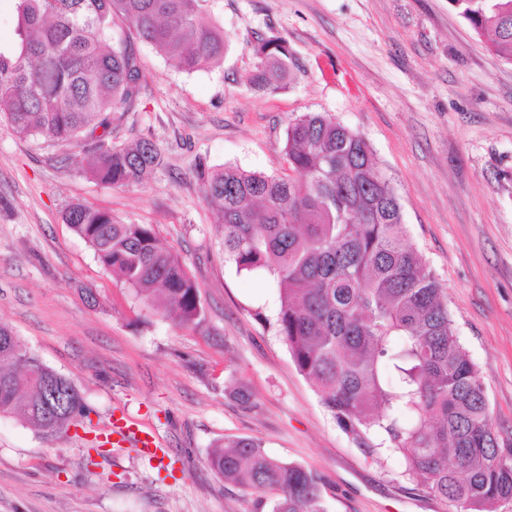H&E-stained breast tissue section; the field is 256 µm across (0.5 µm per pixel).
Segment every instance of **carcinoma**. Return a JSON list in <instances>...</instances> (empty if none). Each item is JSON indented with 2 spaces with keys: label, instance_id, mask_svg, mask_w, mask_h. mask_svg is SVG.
Returning a JSON list of instances; mask_svg holds the SVG:
<instances>
[{
  "label": "carcinoma",
  "instance_id": "carcinoma-1",
  "mask_svg": "<svg viewBox=\"0 0 512 512\" xmlns=\"http://www.w3.org/2000/svg\"><path fill=\"white\" fill-rule=\"evenodd\" d=\"M17 41L0 47V108L21 136L68 141L92 175L140 184L161 165L149 140L114 147L112 113L132 109L141 88L134 41L174 68L221 65L224 28L209 0H14ZM491 50L512 61V0H450ZM251 84L286 70L276 39L254 46ZM102 129L97 136L95 131ZM296 177L227 166L197 173L218 207L224 255L239 273L271 277L274 329L297 370L337 424L371 456L398 459L401 474L452 512H498L512 501V448L500 446L476 364L456 336L443 289L408 242L402 206L367 141L322 113L288 125ZM66 223L136 300L176 325L200 323L199 286L150 224L71 203ZM45 433L84 424L67 378L0 324V416ZM224 481L257 495L262 512H327L322 478L269 457L240 437L208 458Z\"/></svg>",
  "mask_w": 512,
  "mask_h": 512
}]
</instances>
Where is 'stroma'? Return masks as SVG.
<instances>
[{
    "label": "stroma",
    "mask_w": 512,
    "mask_h": 512,
    "mask_svg": "<svg viewBox=\"0 0 512 512\" xmlns=\"http://www.w3.org/2000/svg\"><path fill=\"white\" fill-rule=\"evenodd\" d=\"M220 67L183 73L137 43L142 88L110 141L154 142L163 162L114 187L71 164V145L22 138L0 115V323L71 380L90 430L46 435L0 416V512H256L208 465L219 444L261 441L319 474L327 512H449L374 460L334 421L275 336L277 290L237 273L196 178L234 166L289 176V122L325 113L361 135L435 273L512 447V61L448 0H213ZM283 41L286 77L253 87L256 37ZM150 224L199 285L202 319L150 314L63 220L68 203ZM152 428L174 474L135 449L85 458L114 415Z\"/></svg>",
    "instance_id": "1"
}]
</instances>
